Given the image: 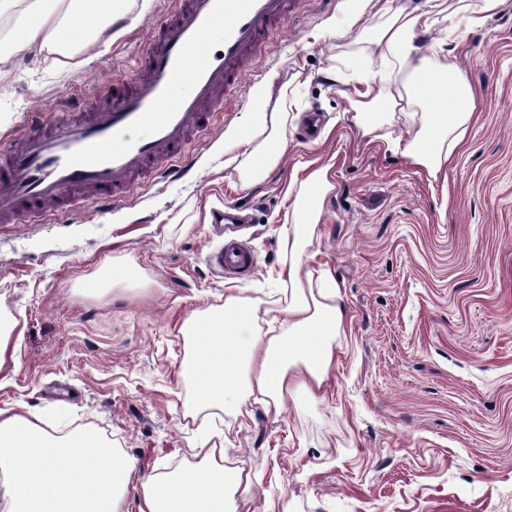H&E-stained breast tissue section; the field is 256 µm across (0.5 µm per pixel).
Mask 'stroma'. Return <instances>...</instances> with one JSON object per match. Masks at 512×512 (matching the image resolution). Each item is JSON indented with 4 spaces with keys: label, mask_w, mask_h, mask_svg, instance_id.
<instances>
[{
    "label": "stroma",
    "mask_w": 512,
    "mask_h": 512,
    "mask_svg": "<svg viewBox=\"0 0 512 512\" xmlns=\"http://www.w3.org/2000/svg\"><path fill=\"white\" fill-rule=\"evenodd\" d=\"M290 3L245 93L218 101L217 126L190 137L192 177L145 178L107 213L86 193L42 221L21 211L0 223L11 330L0 411L59 436L93 432L132 459L125 512H137L141 480L212 448L251 475L233 512H512V0L480 29L464 21L480 0H445L421 36L432 64H455L476 93L463 144L433 175L385 144L415 132L408 67L369 56L391 15L425 0ZM172 6L126 0L72 57L18 54L0 78V149L29 113L104 104L105 82L131 72ZM367 66L397 101L375 141L353 121ZM241 124L258 130L250 145L226 137ZM276 126L285 152L242 189ZM321 167L330 189L294 253L288 185ZM228 204L251 218L244 278L209 260L224 241L213 215ZM294 256L313 291L330 273L348 311L324 392L246 416L203 404L190 319L223 310L234 285L258 335L280 329L289 286L278 273ZM120 267L132 277L110 278Z\"/></svg>",
    "instance_id": "stroma-1"
}]
</instances>
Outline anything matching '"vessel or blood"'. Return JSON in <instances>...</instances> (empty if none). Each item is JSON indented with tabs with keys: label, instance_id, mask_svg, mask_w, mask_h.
Instances as JSON below:
<instances>
[{
	"label": "vessel or blood",
	"instance_id": "obj_1",
	"mask_svg": "<svg viewBox=\"0 0 512 512\" xmlns=\"http://www.w3.org/2000/svg\"><path fill=\"white\" fill-rule=\"evenodd\" d=\"M288 0H177L174 19L152 35L138 66L110 80L106 107L82 105L67 120L33 113L30 128L0 150V216L46 209L90 187L100 203L126 198L135 174L157 166L184 175L177 160L191 131L210 127L220 92L265 49L288 14ZM247 276L250 249L228 241L215 257Z\"/></svg>",
	"mask_w": 512,
	"mask_h": 512
}]
</instances>
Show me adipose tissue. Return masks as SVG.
Instances as JSON below:
<instances>
[{
  "instance_id": "adipose-tissue-1",
  "label": "adipose tissue",
  "mask_w": 512,
  "mask_h": 512,
  "mask_svg": "<svg viewBox=\"0 0 512 512\" xmlns=\"http://www.w3.org/2000/svg\"><path fill=\"white\" fill-rule=\"evenodd\" d=\"M427 2V10L397 15L378 31L371 54L411 66L414 95L428 106L419 113V128L410 140L387 141V149L435 173L461 145L474 95L457 67L435 68L422 56L417 37L430 29L442 6L441 0ZM122 7V0H0V20L10 22L0 36V74L33 47L49 45L66 55L77 40L94 41ZM445 101L451 102V111H437ZM389 103L383 82L366 81L354 114L363 135H374ZM302 187L290 226L296 244L306 238L317 214L326 188L324 169L310 173ZM285 275L291 289L279 335L252 333L251 318L232 286L223 311L192 320L197 338L192 374L203 402L241 410L253 400L277 408L288 395L322 390L334 358L332 338L345 326L347 312L340 303L319 301L297 263H289ZM242 356L248 364L244 375L238 369ZM133 471L128 458L95 436L58 438L37 417L0 413V512H122L118 492L129 485ZM249 483V475L227 469L223 455L211 451L177 473L149 476L141 484L138 510L230 512V491Z\"/></svg>"
}]
</instances>
